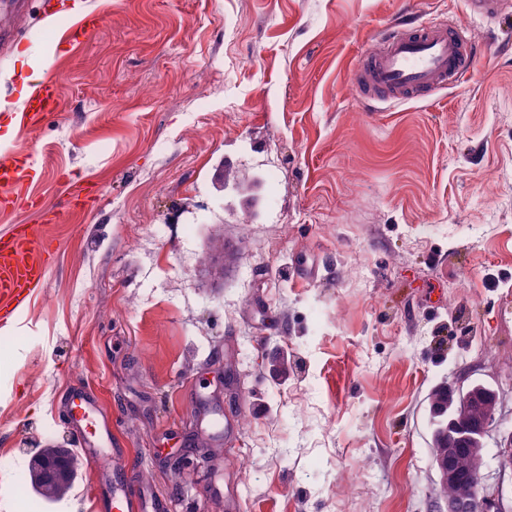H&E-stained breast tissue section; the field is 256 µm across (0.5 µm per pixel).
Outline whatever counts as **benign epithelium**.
I'll use <instances>...</instances> for the list:
<instances>
[{
	"label": "benign epithelium",
	"mask_w": 512,
	"mask_h": 512,
	"mask_svg": "<svg viewBox=\"0 0 512 512\" xmlns=\"http://www.w3.org/2000/svg\"><path fill=\"white\" fill-rule=\"evenodd\" d=\"M448 407L460 414L473 416L475 423L470 432L449 440L448 447L435 449L434 463L440 483L457 486L465 480L458 465V455L461 448H466L473 464L478 496L487 512L495 500V493L484 483L485 447L487 437L498 427L499 396L494 388L482 383L450 386ZM496 448L499 467L512 470V428L498 430Z\"/></svg>",
	"instance_id": "1"
}]
</instances>
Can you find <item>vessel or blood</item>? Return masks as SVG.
Instances as JSON below:
<instances>
[{"instance_id":"vessel-or-blood-1","label":"vessel or blood","mask_w":512,"mask_h":512,"mask_svg":"<svg viewBox=\"0 0 512 512\" xmlns=\"http://www.w3.org/2000/svg\"><path fill=\"white\" fill-rule=\"evenodd\" d=\"M489 51L469 41L461 26L452 22L395 24L382 30L377 43L363 53L355 70V85L362 99L408 101L460 84ZM58 105L57 85L42 82L24 101L17 118L35 122ZM30 161H0V186H19L27 177ZM44 279V262L32 246L31 228L15 225L0 237V300L20 307ZM67 420L74 429L80 448L91 459H106L108 472L129 465L124 453L110 445L112 421L100 414L94 404L71 401ZM99 474V494L113 512H170L171 503L143 486L109 482Z\"/></svg>"}]
</instances>
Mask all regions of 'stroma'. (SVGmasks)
I'll return each mask as SVG.
<instances>
[{"instance_id":"obj_1","label":"stroma","mask_w":512,"mask_h":512,"mask_svg":"<svg viewBox=\"0 0 512 512\" xmlns=\"http://www.w3.org/2000/svg\"><path fill=\"white\" fill-rule=\"evenodd\" d=\"M75 8L104 18L81 43ZM409 17L496 51L366 106L354 65ZM49 48L57 110L0 116L34 164L0 235L36 225L50 255L0 325V512H98L86 454L59 501L30 486L39 448L76 445V390L173 512H443L430 393L488 383L512 427V6L30 0L1 103ZM68 184L95 202L62 209Z\"/></svg>"}]
</instances>
